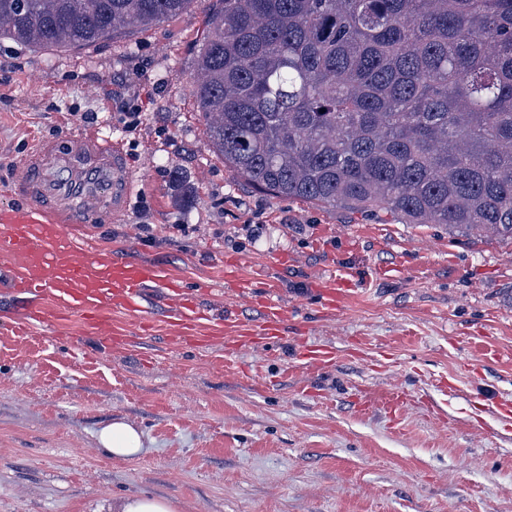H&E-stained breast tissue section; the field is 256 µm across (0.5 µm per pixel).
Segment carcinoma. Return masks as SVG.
<instances>
[{"label":"carcinoma","instance_id":"carcinoma-1","mask_svg":"<svg viewBox=\"0 0 512 512\" xmlns=\"http://www.w3.org/2000/svg\"><path fill=\"white\" fill-rule=\"evenodd\" d=\"M192 0H0V38L77 47ZM192 95L256 189L512 241V0H222Z\"/></svg>","mask_w":512,"mask_h":512}]
</instances>
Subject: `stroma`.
Instances as JSON below:
<instances>
[{
    "label": "stroma",
    "mask_w": 512,
    "mask_h": 512,
    "mask_svg": "<svg viewBox=\"0 0 512 512\" xmlns=\"http://www.w3.org/2000/svg\"><path fill=\"white\" fill-rule=\"evenodd\" d=\"M218 0L90 46L0 40V205L43 143L123 141L138 187L120 220L96 213L77 246L162 268L208 311L206 344L157 315L0 324V512H101L149 495L176 512H512V243L378 211L283 200L213 150L191 84ZM133 104L137 116L123 112ZM152 225L155 242L137 225ZM345 278L330 310L315 289ZM286 336L228 348L224 314ZM336 355L316 368L300 339ZM406 398L391 411L396 393ZM115 419L143 435L134 460L98 448ZM288 318L283 307L277 302H265L261 331L264 334L279 333L282 323Z\"/></svg>",
    "instance_id": "stroma-1"
}]
</instances>
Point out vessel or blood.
Returning <instances> with one entry per match:
<instances>
[{
	"label": "vessel or blood",
	"mask_w": 512,
	"mask_h": 512,
	"mask_svg": "<svg viewBox=\"0 0 512 512\" xmlns=\"http://www.w3.org/2000/svg\"><path fill=\"white\" fill-rule=\"evenodd\" d=\"M19 185L30 199L27 208L0 207V245L16 260L9 270L8 286L28 301L14 323L16 330H23L29 321L50 318V311L39 304L47 293L105 333L109 327L102 311L119 310L146 321L144 291L168 288L182 332H198L205 313L195 299L173 287L163 270L93 250L81 252L70 242L69 225L88 223L89 213L107 209L117 215L126 211L134 178L120 142L106 137L92 142L83 153L54 143L42 146L28 161ZM286 318L279 303L269 302L260 327L230 314L225 315L224 326L235 333L237 341L247 342L260 330L279 333Z\"/></svg>",
	"instance_id": "obj_1"
}]
</instances>
